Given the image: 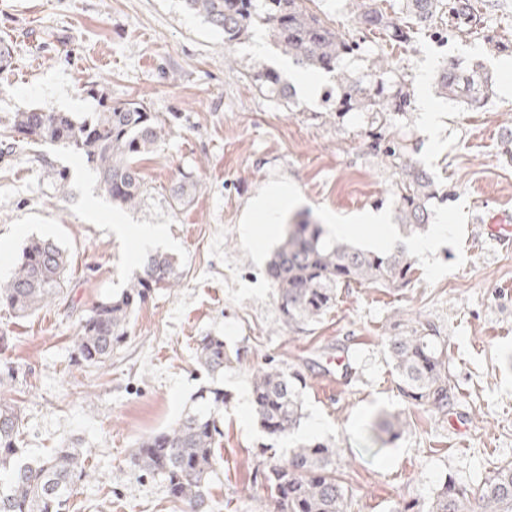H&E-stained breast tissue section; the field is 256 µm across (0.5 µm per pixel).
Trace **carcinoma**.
I'll list each match as a JSON object with an SVG mask.
<instances>
[{"mask_svg": "<svg viewBox=\"0 0 512 512\" xmlns=\"http://www.w3.org/2000/svg\"><path fill=\"white\" fill-rule=\"evenodd\" d=\"M186 9L202 16L224 33V42L237 41L255 26L268 27L282 53L303 69L338 74L341 63L361 50L317 14L306 0H183ZM349 12L368 30L383 29L396 43L410 40V26L394 21L376 7L375 0H345ZM401 12L424 26L447 13L456 28L477 26L469 0H401ZM367 86H340L335 112H371L383 117L406 112L411 94L405 81L380 57L373 59ZM259 88L276 99L290 97L280 72L266 67L255 74ZM440 97L477 106L488 99L492 77L483 63L462 67L446 65L436 75ZM164 126L142 103L129 99L102 102L97 112L77 115L33 107L17 113L10 133L34 142L71 150L96 174L101 190L119 207H132L144 192L138 157L152 151ZM373 147L400 170L395 195L399 218L410 233L425 230L430 200L436 190L430 174L417 165L384 129L373 133ZM67 266L62 247L45 238L28 240L13 275L0 283V303L20 316L52 302L61 292ZM280 313L291 330L317 322L335 305L339 290L352 284L404 288L411 283L412 263L404 248L379 254L331 239L322 225L304 215L288 225L285 237L267 268ZM176 286L174 258L156 253L147 257L126 288L99 303L85 315L73 339L76 362L102 366L129 335L135 308L152 288ZM401 391L415 404L443 410L453 401L444 339L429 323L386 337ZM199 366L210 376L224 373L231 362L224 337L207 334L196 348ZM306 384L299 369L270 365L253 379V412L262 430L273 436L296 439L287 457L264 475L270 490V512H351L352 495L336 476L338 452L317 437L296 438L303 418L300 394ZM224 388L201 387L196 406L176 421L137 443L131 461L141 471L159 477L182 512H206L217 465V446L223 436ZM22 416L17 407L0 398V512H68L74 488L90 482L95 472L86 461L90 448L75 445L54 448L33 461L19 448ZM408 426L393 415L377 426L374 440L386 444ZM467 493L448 481L428 512H512V463L501 464L485 477L478 496L466 504Z\"/></svg>", "mask_w": 512, "mask_h": 512, "instance_id": "1", "label": "carcinoma"}]
</instances>
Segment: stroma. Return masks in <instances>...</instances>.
I'll return each instance as SVG.
<instances>
[{"label": "stroma", "instance_id": "obj_1", "mask_svg": "<svg viewBox=\"0 0 512 512\" xmlns=\"http://www.w3.org/2000/svg\"><path fill=\"white\" fill-rule=\"evenodd\" d=\"M471 3L476 32L439 43L421 27L399 47L386 31L362 30L343 0H309L310 11L368 48L343 62L348 81L362 79L378 54L413 91L453 60H481L493 87L476 111L434 98L442 118L433 129L415 103L390 117L387 134L434 177L431 224L445 228L432 255L412 256V283L342 289L322 319L291 330L266 269L292 211L269 198L273 228L245 227L244 214L279 185L293 187L300 211L320 223L372 209L398 217L400 173L370 146V113L336 117L318 94L267 99L251 76L286 63L273 39L260 52L250 37L225 44L182 0H0V40L12 45V65L0 72V136L31 107L94 112L102 98L141 100L166 130L139 163L145 191L130 208L112 205L67 150L0 155V280L30 237L69 254L55 301L25 318L0 306V336L9 339L0 362L14 368L4 396L22 413L26 456L73 441L92 450L96 479L78 488L70 512H181L130 452L209 383L195 362L208 333L239 354L220 379L227 403L211 512H268L263 473L288 443L260 429L249 402L254 374L269 365L303 370L299 433L335 444L351 512H427L445 482L473 497L489 469L512 462V235L493 242L471 221L478 211L512 212V160L501 153L512 131V71L489 45L512 42V0ZM185 174L197 189L180 205L171 188ZM116 224L157 227L155 248L174 257L179 284L152 290L111 361L88 367L72 353L80 317L120 293L147 253L136 235L117 236ZM419 322L434 324L448 348L455 400L444 410L404 397L384 346L395 326ZM396 414L407 418L405 432L374 443L372 425Z\"/></svg>", "mask_w": 512, "mask_h": 512}]
</instances>
